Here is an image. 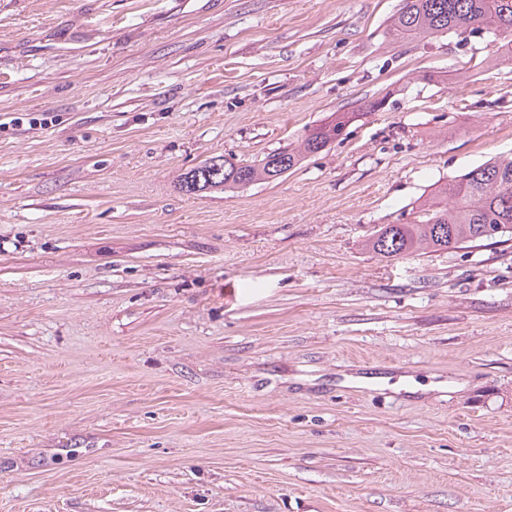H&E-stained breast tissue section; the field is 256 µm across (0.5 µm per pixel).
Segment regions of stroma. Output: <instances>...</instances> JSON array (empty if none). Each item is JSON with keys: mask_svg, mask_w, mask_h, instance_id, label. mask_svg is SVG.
Returning <instances> with one entry per match:
<instances>
[{"mask_svg": "<svg viewBox=\"0 0 512 512\" xmlns=\"http://www.w3.org/2000/svg\"><path fill=\"white\" fill-rule=\"evenodd\" d=\"M400 5L0 0V512H512V240L363 247L512 154V43ZM348 114L332 113L320 124L306 130L297 147L273 150L257 162H234L226 157L208 159L184 173L181 189L188 195H198L219 188L239 189L276 181L299 167L307 157L339 139L342 129L350 121Z\"/></svg>", "mask_w": 512, "mask_h": 512, "instance_id": "obj_1", "label": "stroma"}]
</instances>
